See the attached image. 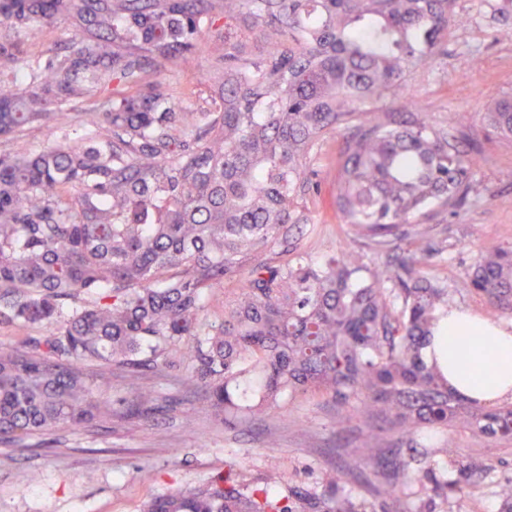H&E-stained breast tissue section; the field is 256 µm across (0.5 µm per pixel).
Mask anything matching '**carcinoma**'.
Instances as JSON below:
<instances>
[{
	"label": "carcinoma",
	"mask_w": 512,
	"mask_h": 512,
	"mask_svg": "<svg viewBox=\"0 0 512 512\" xmlns=\"http://www.w3.org/2000/svg\"><path fill=\"white\" fill-rule=\"evenodd\" d=\"M454 2L0 0V136L14 141L0 156V324L46 328L0 344V444L25 448L58 425L112 428L103 372L124 373L141 412L154 402L142 380L179 353L184 381L224 424L319 395L385 468L366 497L349 468L313 490L285 470L247 481L230 468L143 512H388L411 495L433 512L431 501L471 493L485 458L450 442L428 451L415 434L510 438L512 403L462 396L426 358L456 310L448 286L425 275L422 254L370 264L351 248L315 264L290 241V225L308 222L306 169L330 131L343 137L332 205L380 254L476 192L470 117L438 125L411 95L458 23ZM58 18L88 37L44 63L26 57L21 32ZM209 33L224 65L204 82L222 111L172 112L161 90H112L178 54L188 62ZM105 91L101 110L72 112ZM386 95L400 111L365 107ZM484 120L512 142V96ZM77 121L83 143L65 134ZM200 124L203 135L183 138ZM32 126L60 140L34 153L20 137ZM469 279L512 311V247L485 250ZM383 433L395 447L381 448Z\"/></svg>",
	"instance_id": "cac0c4a2"
}]
</instances>
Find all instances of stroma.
Segmentation results:
<instances>
[{
  "mask_svg": "<svg viewBox=\"0 0 512 512\" xmlns=\"http://www.w3.org/2000/svg\"><path fill=\"white\" fill-rule=\"evenodd\" d=\"M455 12L460 25L449 30L446 44L414 91L440 124L456 112H483L488 101L512 94V0H456ZM77 32L71 19L37 23L26 29L23 47L27 55L46 59L64 52ZM476 57L482 60L478 72L471 69ZM214 62L213 54L199 52L191 65L173 60L147 82L172 90V111L217 112L220 103L201 81ZM473 130L482 143L473 171L477 195L457 213L420 225V238L397 242L391 254L400 256L431 243L425 261L428 276L447 283L459 309L512 330V312L491 309L469 285V272L482 251L512 246V144L481 124ZM340 141L339 134L325 135L318 158L307 170L311 182L320 186L307 202L309 222L291 233L316 263L352 243L328 203ZM148 382L155 389L149 414L126 416L132 387L116 372L106 391L117 412L111 430L58 427L45 435L40 448L0 446V512H142L150 498L199 487L230 463L249 479L271 469L289 470L310 488L326 469L343 465L351 452L361 464L350 487L365 493V480L373 471L358 449L359 429L353 422L337 425L332 402L309 396L288 408L271 409L263 423L227 428L198 388L163 375ZM416 440L423 448L451 441L462 454L480 453L491 467L492 484L482 485L470 498L435 500L434 512H501L493 485L512 479V440L455 428H425Z\"/></svg>",
  "mask_w": 512,
  "mask_h": 512,
  "instance_id": "stroma-1",
  "label": "stroma"
}]
</instances>
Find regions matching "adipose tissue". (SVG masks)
<instances>
[{"label":"adipose tissue","mask_w":512,"mask_h":512,"mask_svg":"<svg viewBox=\"0 0 512 512\" xmlns=\"http://www.w3.org/2000/svg\"><path fill=\"white\" fill-rule=\"evenodd\" d=\"M433 349L444 353L448 382L462 395L482 401L512 396V331L456 311Z\"/></svg>","instance_id":"adipose-tissue-1"}]
</instances>
